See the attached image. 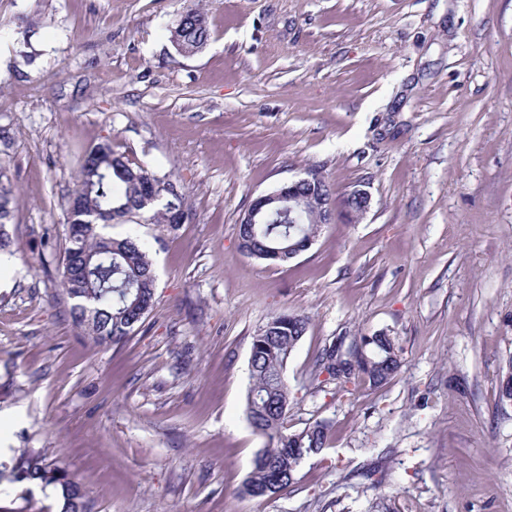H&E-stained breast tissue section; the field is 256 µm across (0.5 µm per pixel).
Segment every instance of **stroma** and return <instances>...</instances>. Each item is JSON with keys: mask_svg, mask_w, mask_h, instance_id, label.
<instances>
[{"mask_svg": "<svg viewBox=\"0 0 512 512\" xmlns=\"http://www.w3.org/2000/svg\"><path fill=\"white\" fill-rule=\"evenodd\" d=\"M205 12L185 56L170 29ZM169 176L190 219L138 234L153 304L126 343L74 326L61 207L100 143ZM0 452L65 467L88 512H512V0H0ZM317 171L336 212L282 264L247 256L252 201ZM310 318L287 367L297 432L332 424L296 483L240 488L266 441L245 415L253 337ZM396 336L399 371L319 388L337 338ZM0 482V512H61ZM171 39L176 49L184 55L201 50L210 39L206 15L198 9L182 13L171 31ZM2 171L0 170V253L9 247L8 236L4 230L5 224L9 222L10 208L12 200V188L9 183L2 181Z\"/></svg>", "mask_w": 512, "mask_h": 512, "instance_id": "35a3bbf8", "label": "stroma"}]
</instances>
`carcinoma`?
<instances>
[{
  "mask_svg": "<svg viewBox=\"0 0 512 512\" xmlns=\"http://www.w3.org/2000/svg\"><path fill=\"white\" fill-rule=\"evenodd\" d=\"M177 50L191 55L210 39L206 15L198 9L181 14L171 31ZM0 173V252L9 247L4 230L12 200L10 184ZM170 179L141 167H132L99 144L83 157L77 187L67 201L68 245L60 261L61 286L72 301V317L81 331L101 344H119L143 324V311L153 301L155 272L146 244L128 236L121 239L98 231L100 224L125 223L152 212L151 223L168 229L174 212L186 208L183 194L169 190ZM319 225L307 217L271 211L264 224L239 225L243 251L270 263L276 251L288 252L316 236ZM308 317L278 313L254 336L249 359L250 387L245 413L253 430L267 440L253 460L241 493L270 498L296 481L303 460L329 447L332 425L319 421L300 432L289 433V391L285 371L292 352L306 332ZM401 365V348L384 333L361 336L344 349L333 345L318 360L320 372L338 384L361 377L371 387L388 382ZM60 487L61 512H86L85 491L69 474L43 455L22 451L8 459L0 456V481Z\"/></svg>",
  "mask_w": 512,
  "mask_h": 512,
  "instance_id": "obj_1",
  "label": "carcinoma"
}]
</instances>
